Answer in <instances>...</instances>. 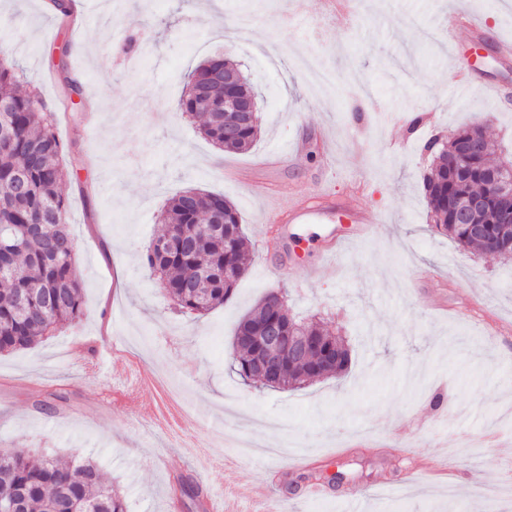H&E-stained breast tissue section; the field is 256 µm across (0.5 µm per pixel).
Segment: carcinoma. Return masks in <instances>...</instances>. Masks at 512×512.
<instances>
[{
  "label": "carcinoma",
  "instance_id": "obj_1",
  "mask_svg": "<svg viewBox=\"0 0 512 512\" xmlns=\"http://www.w3.org/2000/svg\"><path fill=\"white\" fill-rule=\"evenodd\" d=\"M210 67L206 60L189 75L187 90L177 111L205 115L204 136L229 151L248 150L259 133L258 118L224 136L231 116L213 105L223 96L222 86L211 84L203 94L195 92L194 78ZM19 66L9 50L0 49V130L6 138L0 147V244L9 250L7 270L0 272V354L24 349L58 327L80 319L83 313L81 283L76 271L73 236L67 224V203L60 193L66 171L60 162L62 145L55 133L54 113L41 96L18 88ZM476 135L483 154L467 175L450 176L454 144L432 139L426 149L437 161L424 179L428 206L436 218V232L464 250L482 249L468 225L453 223V213L468 198L485 192L482 170L492 169L491 147L485 128L475 125L460 130ZM224 212L223 231H210L215 213ZM167 224L145 254V264L161 275L173 304L184 313L202 314L224 304L239 280L249 271L247 239L241 217L224 196L185 190L165 204ZM276 317L308 337L314 350L298 362L283 356L288 386L295 388L321 378L324 352L335 355L330 373L340 374L350 362L346 339L314 322L291 316L287 302L280 312L268 309L261 299L240 321L236 333L261 335V328ZM256 346L235 350L233 370L246 383H270L252 373L261 357ZM18 489L26 493L23 512H126L124 500L102 480L95 462L73 457L66 463L55 458L33 459L27 452L0 450V503Z\"/></svg>",
  "mask_w": 512,
  "mask_h": 512
}]
</instances>
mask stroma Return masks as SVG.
<instances>
[{
    "instance_id": "1",
    "label": "stroma",
    "mask_w": 512,
    "mask_h": 512,
    "mask_svg": "<svg viewBox=\"0 0 512 512\" xmlns=\"http://www.w3.org/2000/svg\"><path fill=\"white\" fill-rule=\"evenodd\" d=\"M94 0L82 31L41 0H0V47L24 88L55 112L68 173L62 185L83 314L32 348L0 355V449L92 457L127 512H206L217 491L256 512L241 486L270 493L280 512H512V265L435 234L423 189L431 136L483 125L512 156V0H352L343 16L323 0L289 20L292 0ZM463 8L486 34L441 25ZM478 48L486 86L450 97L453 48ZM221 55L260 83V133L245 152L175 111L182 75ZM84 87L70 94L69 80ZM422 113L420 124L411 116ZM301 156L265 157L289 139ZM272 184L331 190L378 214L354 224L278 227ZM237 207L251 267L232 298L205 314L174 309L143 257L165 202L186 190ZM290 312L346 336L339 376L299 389L245 386L231 367L234 330L266 293ZM175 403L189 429L158 432L142 406ZM342 472L324 484L322 471ZM201 477L202 495L177 481ZM321 497L311 499V485Z\"/></svg>"
}]
</instances>
